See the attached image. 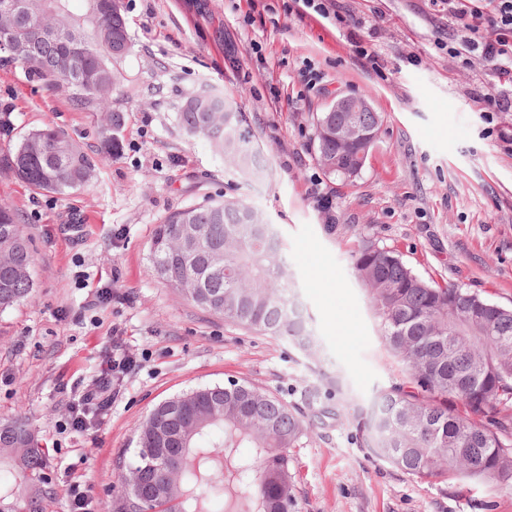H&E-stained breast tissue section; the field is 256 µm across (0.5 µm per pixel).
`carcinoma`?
<instances>
[{
    "label": "carcinoma",
    "instance_id": "carcinoma-1",
    "mask_svg": "<svg viewBox=\"0 0 512 512\" xmlns=\"http://www.w3.org/2000/svg\"><path fill=\"white\" fill-rule=\"evenodd\" d=\"M0 0L25 18V36L0 13V51L41 77L50 87L66 85L81 107L97 106L116 133L122 113L112 110L120 85L116 63L132 49L124 0ZM120 52L112 51L116 40ZM219 104L188 97L176 113L190 137L204 136L238 172L259 176L265 159L237 121L225 136L216 118ZM337 112L317 116L315 155L328 176L349 180L373 147L382 116L357 113L359 133L336 143ZM10 166L22 182L64 194L85 185L93 164L50 126L19 134ZM237 200L211 202L168 214L156 225L149 246L151 272L188 301L224 322L311 346L305 316L279 237L260 241L256 225ZM34 262L30 238L16 211L0 205V309L28 298ZM356 278L368 290L380 335L407 368L409 385L380 391L353 418L367 436L366 418L376 409L392 431V466L424 482L455 481L491 489L512 487V308L482 293L427 280L394 247L360 237L352 255ZM192 411L182 426L183 463L173 477L164 472L169 401L158 404L138 430L135 464L154 457L155 479L144 500L132 477L121 512H210L218 492L227 512H287L293 506L290 449L306 436L305 413L280 398L230 380L177 395ZM239 448L254 449L246 458ZM44 450L21 419L0 422V512H46L50 490L43 479Z\"/></svg>",
    "mask_w": 512,
    "mask_h": 512
}]
</instances>
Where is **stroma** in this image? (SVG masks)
<instances>
[{
  "mask_svg": "<svg viewBox=\"0 0 512 512\" xmlns=\"http://www.w3.org/2000/svg\"><path fill=\"white\" fill-rule=\"evenodd\" d=\"M287 0H125L133 51L119 62L112 107L78 108L24 66L0 61V202L19 214L36 252L30 299L0 309V420L21 418L46 453L47 512H67V482L90 487L117 512L122 464L159 403L235 379L287 403L318 388L346 413L407 372L378 335L351 254L359 235L399 249L422 277L512 307V112H487L479 94L512 91L490 68L441 50L448 18L430 0H341L362 25L380 69L358 58L347 29ZM311 67L315 87L298 77ZM233 100L266 160L261 177L224 161L176 122L202 87ZM368 96L383 124L352 180L318 166L314 125L336 96ZM53 125L94 162L89 182L64 195L18 181L8 158L19 133ZM235 198L265 213L294 274L317 347L225 323L149 268L156 224L168 213ZM133 365L113 379L111 408L79 434L65 429L64 386L98 377L107 351ZM354 422L314 419L291 455L292 512H512V489L426 483L360 446Z\"/></svg>",
  "mask_w": 512,
  "mask_h": 512,
  "instance_id": "stroma-1",
  "label": "stroma"
}]
</instances>
